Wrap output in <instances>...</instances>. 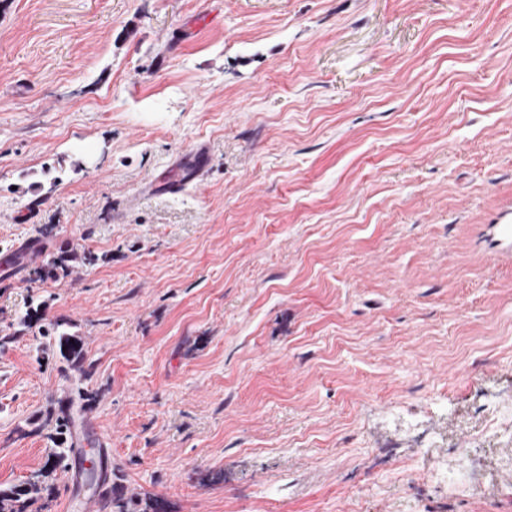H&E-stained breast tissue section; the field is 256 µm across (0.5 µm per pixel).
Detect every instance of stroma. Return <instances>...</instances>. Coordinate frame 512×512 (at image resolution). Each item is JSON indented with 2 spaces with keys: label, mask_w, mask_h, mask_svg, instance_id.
<instances>
[{
  "label": "stroma",
  "mask_w": 512,
  "mask_h": 512,
  "mask_svg": "<svg viewBox=\"0 0 512 512\" xmlns=\"http://www.w3.org/2000/svg\"><path fill=\"white\" fill-rule=\"evenodd\" d=\"M30 239L0 487L101 434L132 512H512V0H0ZM73 339V342H70ZM60 355L69 363L71 368L80 376L85 375L83 366V341L79 336L62 333L56 340ZM66 347V350H63Z\"/></svg>",
  "instance_id": "35a3bbf8"
}]
</instances>
